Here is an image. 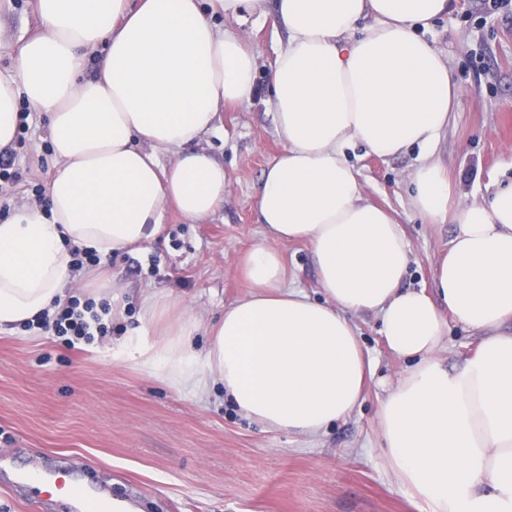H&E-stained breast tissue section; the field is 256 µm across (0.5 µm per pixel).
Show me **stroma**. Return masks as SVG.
Wrapping results in <instances>:
<instances>
[{
	"label": "stroma",
	"mask_w": 512,
	"mask_h": 512,
	"mask_svg": "<svg viewBox=\"0 0 512 512\" xmlns=\"http://www.w3.org/2000/svg\"><path fill=\"white\" fill-rule=\"evenodd\" d=\"M34 4L0 0L1 71L12 68L25 39L45 29ZM243 33L258 62L252 99L221 112L203 142L224 166L223 207L198 221L168 211L156 235L101 259L122 290L107 335L71 345L21 326L0 331V512H71L65 501L11 478L20 468L45 467L104 486L140 512H430L390 472L378 434L380 405L409 362L388 349L377 317L354 319L374 360L361 403L315 440L263 430L223 389L200 401L107 354L141 328L146 292L185 300L203 325L247 292L242 260L268 240L256 193L282 150L267 72L286 35L255 15ZM423 36L447 57L463 89L437 157L453 196L470 201L512 180V2L497 10L492 0H456ZM27 123L15 146L22 176L0 199V216L46 198L53 170L46 115L30 111ZM420 153L414 147L378 158L356 147L347 156L364 197L388 209L405 234L412 257L406 285L428 288L454 227L412 205ZM280 250L287 286L322 299L310 244Z\"/></svg>",
	"instance_id": "1"
}]
</instances>
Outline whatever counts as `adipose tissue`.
Returning <instances> with one entry per match:
<instances>
[{"mask_svg":"<svg viewBox=\"0 0 512 512\" xmlns=\"http://www.w3.org/2000/svg\"><path fill=\"white\" fill-rule=\"evenodd\" d=\"M36 4L47 33L0 74V151L24 101L47 115L55 168L47 205L0 220V329L63 303L71 247L108 256L157 232L168 208L196 221L223 204L224 168L201 143L252 94L240 26L264 11V0ZM453 5L277 0L270 22L288 40L268 79L283 150L257 191L270 241L244 259L250 291L209 324L201 351L196 318L146 294L144 328L119 354L179 394L220 386L266 430L317 437L356 408L373 360L353 319L378 316L389 349L412 361L378 414L392 473L430 512H512V181L457 203L434 157L462 90L419 32ZM357 144L377 157L421 148L412 204L456 226L434 294L405 286L409 244L364 198L346 155ZM291 241L311 244L323 301L285 286L279 247ZM452 319L481 339L449 370L435 353Z\"/></svg>","mask_w":512,"mask_h":512,"instance_id":"ef3b65f1","label":"adipose tissue"}]
</instances>
